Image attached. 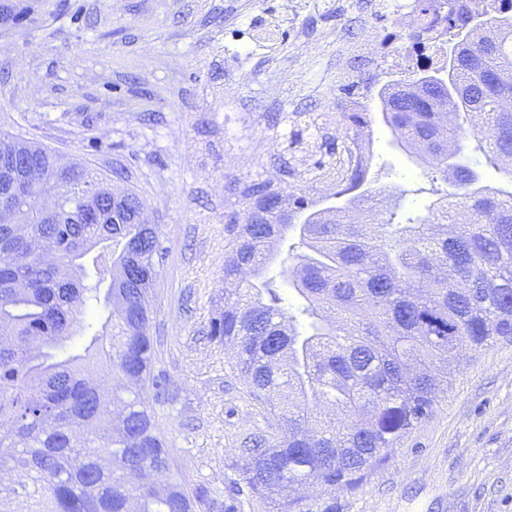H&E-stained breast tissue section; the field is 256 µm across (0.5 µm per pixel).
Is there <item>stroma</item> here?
<instances>
[{
	"label": "stroma",
	"mask_w": 512,
	"mask_h": 512,
	"mask_svg": "<svg viewBox=\"0 0 512 512\" xmlns=\"http://www.w3.org/2000/svg\"><path fill=\"white\" fill-rule=\"evenodd\" d=\"M0 134L48 146L136 194L166 247L149 328L166 380L146 387L170 478L271 512L236 466L250 439L279 437L209 324L224 309L226 220L248 185L335 205L344 112L372 122L371 189L428 179L393 146L378 89L447 50L394 49L416 0H0ZM331 512H512V339L476 352L435 416L357 493L312 488Z\"/></svg>",
	"instance_id": "1"
}]
</instances>
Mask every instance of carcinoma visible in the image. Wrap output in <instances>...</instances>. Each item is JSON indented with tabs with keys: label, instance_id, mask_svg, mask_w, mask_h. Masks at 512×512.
Returning a JSON list of instances; mask_svg holds the SVG:
<instances>
[{
	"label": "carcinoma",
	"instance_id": "1",
	"mask_svg": "<svg viewBox=\"0 0 512 512\" xmlns=\"http://www.w3.org/2000/svg\"><path fill=\"white\" fill-rule=\"evenodd\" d=\"M461 40L458 0H417V12L443 8L453 42L458 96L423 101L437 90L419 80L383 85L381 117L395 145L426 165L435 199L397 220L398 196L373 192L371 157L358 153L336 183L344 199L312 210L305 194L285 197L268 183L249 186L245 216L228 219L224 312L210 336L233 350L256 400L281 421L283 436L242 450L246 485L275 512H314L292 496L319 484L354 493L418 425L431 419L471 354L512 338V189L480 184L483 169L512 161V112L500 109L499 75L512 71V0ZM351 142L371 119L347 112ZM12 136L0 150L48 182L0 187V210L29 221L22 236L0 223V512L25 496L27 512H194L217 488L164 481L169 450L143 396L155 348L149 290L163 247L158 226L141 224L143 201L102 197L88 217L85 197L107 178L92 168L59 169L47 148L27 151ZM52 193L56 210L37 212ZM307 213L304 223L293 216ZM294 235L283 283L306 317L282 306L268 276L277 245ZM56 238L55 264L36 243ZM86 338L74 353L67 343ZM117 380L109 390L98 378Z\"/></svg>",
	"mask_w": 512,
	"mask_h": 512
}]
</instances>
